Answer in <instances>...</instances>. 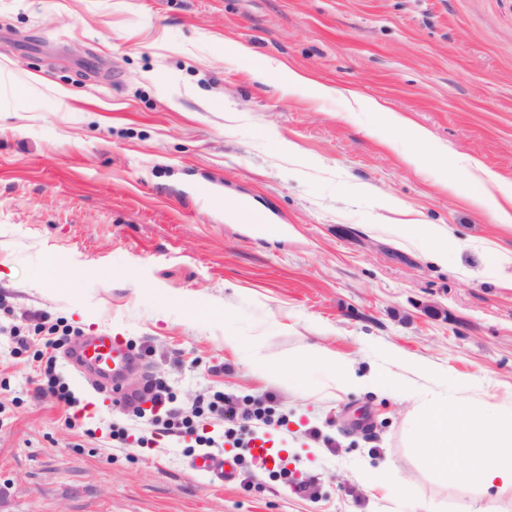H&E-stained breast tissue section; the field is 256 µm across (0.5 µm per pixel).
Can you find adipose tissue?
Listing matches in <instances>:
<instances>
[{
	"label": "adipose tissue",
	"mask_w": 512,
	"mask_h": 512,
	"mask_svg": "<svg viewBox=\"0 0 512 512\" xmlns=\"http://www.w3.org/2000/svg\"><path fill=\"white\" fill-rule=\"evenodd\" d=\"M311 362L326 370L344 392L370 379L407 397L415 395L414 389L390 373L365 378L351 361L321 348L314 349ZM413 436L416 448L441 482L472 479L488 494L512 492V407L481 413L454 398L433 400L426 404Z\"/></svg>",
	"instance_id": "1"
}]
</instances>
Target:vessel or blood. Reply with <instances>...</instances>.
Masks as SVG:
<instances>
[{"instance_id":"vessel-or-blood-1","label":"vessel or blood","mask_w":512,"mask_h":512,"mask_svg":"<svg viewBox=\"0 0 512 512\" xmlns=\"http://www.w3.org/2000/svg\"><path fill=\"white\" fill-rule=\"evenodd\" d=\"M65 357L69 363L89 370L102 382L121 376L134 364L123 340L107 331L80 340L66 352ZM250 453L258 466L270 468L285 461L287 451L276 447L267 438L259 437L253 440ZM234 464V459L207 455L196 456L192 461L196 470L216 475L223 481L232 478Z\"/></svg>"}]
</instances>
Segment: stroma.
<instances>
[{
	"instance_id": "1",
	"label": "stroma",
	"mask_w": 512,
	"mask_h": 512,
	"mask_svg": "<svg viewBox=\"0 0 512 512\" xmlns=\"http://www.w3.org/2000/svg\"><path fill=\"white\" fill-rule=\"evenodd\" d=\"M269 75L257 81L253 72ZM333 87L280 94L289 70ZM405 114L386 147L380 117ZM445 150L407 165L417 128ZM512 188V0H0V302L132 351L99 393L65 359L76 399L35 395L37 364L0 340V512H466L474 482L444 484L412 436L416 401L345 393L248 362L326 348L369 374L395 348L410 383L480 412L512 405V288L492 273L512 231L470 206L454 160ZM245 200L276 238L236 218ZM403 224L449 227L440 262ZM237 337L238 347L225 344ZM189 409L217 393L263 405L250 436L285 466L234 480L195 471L176 436L127 428L146 382ZM311 487L300 493V485ZM357 105L363 112H377L382 120V128L386 131L399 129L408 122L404 116L389 110L375 99H361L357 101Z\"/></svg>"
}]
</instances>
